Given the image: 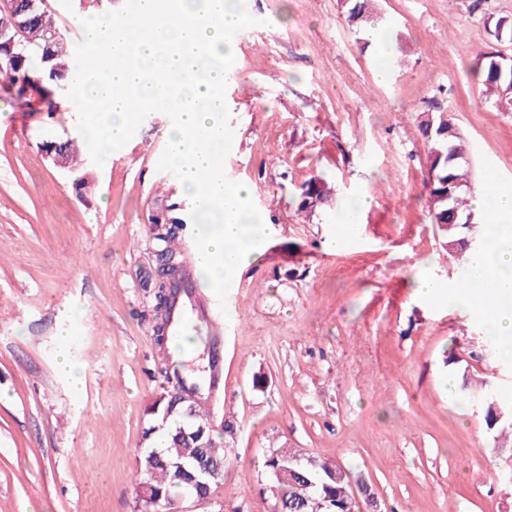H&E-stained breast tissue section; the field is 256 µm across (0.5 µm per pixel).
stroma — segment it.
I'll list each match as a JSON object with an SVG mask.
<instances>
[{
    "label": "stroma",
    "mask_w": 512,
    "mask_h": 512,
    "mask_svg": "<svg viewBox=\"0 0 512 512\" xmlns=\"http://www.w3.org/2000/svg\"><path fill=\"white\" fill-rule=\"evenodd\" d=\"M49 5L78 43L75 14L123 2ZM245 5L261 24L233 43L224 171L280 232L236 272L223 336L193 326L222 357L211 415L237 429L222 484L195 512H270L263 457L279 446L350 469L383 512H512L508 454L462 388L486 381L510 394L512 371L488 357L466 305L437 309L413 290L420 268L456 283L464 271L429 219L418 114L452 113L472 189L512 191V112L485 100L474 74L480 54L512 56V41L494 36L512 0H375L399 60L383 80L340 0ZM58 104L47 114L0 91V512H133L144 409L165 385L143 288L152 220L183 208L176 177L157 168L171 119L149 114L88 166L84 196L41 150L81 139L76 108ZM320 174L338 197L371 200L341 248L335 203L297 209L302 183ZM63 354L81 367L80 387L59 372Z\"/></svg>",
    "instance_id": "1"
}]
</instances>
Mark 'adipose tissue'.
Here are the masks:
<instances>
[{"label": "adipose tissue", "instance_id": "1", "mask_svg": "<svg viewBox=\"0 0 512 512\" xmlns=\"http://www.w3.org/2000/svg\"><path fill=\"white\" fill-rule=\"evenodd\" d=\"M484 199V193L475 194L474 211L489 212L491 219L502 220L503 225L487 250L467 255L474 287L442 284L422 274L415 278L414 288L417 295L435 305L464 301L490 335L506 339L505 353L512 356V309L503 306L504 301H512V192H496L489 209L485 208Z\"/></svg>", "mask_w": 512, "mask_h": 512}]
</instances>
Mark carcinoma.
<instances>
[{
    "mask_svg": "<svg viewBox=\"0 0 512 512\" xmlns=\"http://www.w3.org/2000/svg\"><path fill=\"white\" fill-rule=\"evenodd\" d=\"M346 24L360 29L372 23L371 0H341ZM26 51L15 75L5 78L9 86L28 85L47 100V111H53L50 96L56 81L71 82L76 71L72 65L73 51L68 41L59 40L44 49V29L31 22L25 30ZM512 83V62L491 53L485 56L480 85L494 95L495 103L503 100L502 92ZM417 127L427 146V167L436 179L428 185V207L431 223L440 231L441 247L450 254H461L465 248L460 240L471 235L465 222L473 220L466 194L470 190V167L464 139L455 118L448 111L433 106L417 117ZM334 187L322 178L303 183L298 209L309 212L327 202ZM183 220L170 224H154V239L159 249L186 259L179 246L177 229ZM156 314L176 307L163 287L146 282ZM159 371L167 383L144 410L147 427L142 432L141 448L136 458V497L134 512L150 503L155 512H168L170 505L180 500L188 490L205 498L212 497L223 480L224 437L235 434L234 425L226 422L216 428L208 410L202 407L209 394L219 389L217 366L210 368L209 377L198 380L182 372V364L170 357L166 345L157 344ZM484 420L490 430L512 434V395L495 389L481 390ZM301 461H296V458ZM205 459L221 466L216 477L200 485L197 461ZM296 469L282 484L290 508L288 512H312L317 502L325 504L324 512H350L353 507L348 471L333 462L305 456L290 448L265 455L263 470L270 478L277 470Z\"/></svg>",
    "mask_w": 512,
    "mask_h": 512,
    "instance_id": "obj_1",
    "label": "carcinoma"
}]
</instances>
